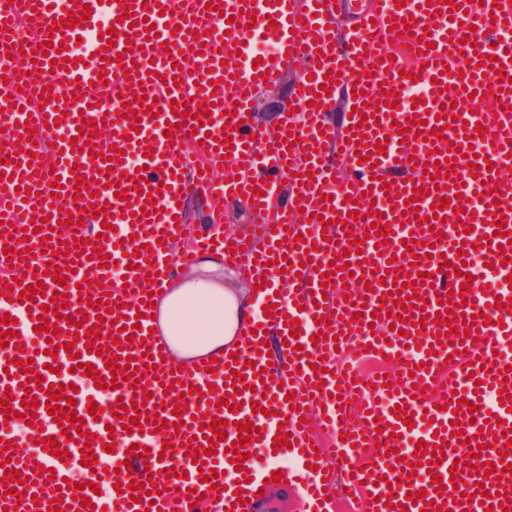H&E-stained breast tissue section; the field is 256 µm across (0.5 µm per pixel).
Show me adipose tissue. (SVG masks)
Returning <instances> with one entry per match:
<instances>
[{
	"instance_id": "obj_1",
	"label": "adipose tissue",
	"mask_w": 512,
	"mask_h": 512,
	"mask_svg": "<svg viewBox=\"0 0 512 512\" xmlns=\"http://www.w3.org/2000/svg\"><path fill=\"white\" fill-rule=\"evenodd\" d=\"M251 297L225 278L215 256L163 290L157 321L174 357L185 364L238 343L248 329Z\"/></svg>"
}]
</instances>
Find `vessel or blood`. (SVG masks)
<instances>
[{
    "label": "vessel or blood",
    "mask_w": 512,
    "mask_h": 512,
    "mask_svg": "<svg viewBox=\"0 0 512 512\" xmlns=\"http://www.w3.org/2000/svg\"><path fill=\"white\" fill-rule=\"evenodd\" d=\"M347 0H77L88 6L91 16L79 25L63 22L68 0H0V43L29 39L35 58L15 63L0 54V69L21 77L24 85L0 107V128L9 137L0 138V279L7 293L0 294V316L15 318L12 336L0 346V400H11L13 410H21L22 400L38 403L39 427L23 437L8 431L0 413V449L10 455L6 467L20 476L36 478L23 498L10 494L14 481H0V510L46 512L53 487H60L65 512H243L275 466L256 469L254 450L271 449L280 432L289 435V447L281 455L294 458L297 468L316 464L333 466L344 479L336 490L344 498L357 500L355 512H421L435 500H443L448 512H512V480L484 481L486 464H512V445L505 431H512V399L495 394L493 410L484 407L485 396L476 383L498 385L500 379L512 384V311L502 313L496 298L512 296L504 281L512 274V245H502L495 236L494 212H501L505 228L512 232V177L503 172L512 168V6L507 0H451L452 11L441 12L426 0H407L396 8L394 0H368V7L356 21L357 29L337 37L334 25L344 15ZM163 13H156V6ZM233 10V22H226L222 7ZM156 34L144 38L145 23ZM413 24L412 34L400 37L396 26ZM273 45L271 60L258 63L257 44ZM403 41L396 57L384 51L385 43ZM62 47V59L50 62L49 45ZM73 66H66V59ZM300 61L302 74L296 80L275 132L262 129L253 114V103L262 90L275 85L289 62ZM368 68V75L354 79L355 67ZM138 70L136 78L127 73ZM357 86L355 110L342 127L325 120L336 108L330 93L335 85ZM326 86L327 93L315 96L314 88ZM421 87L423 103L414 106L409 94ZM392 98L382 97V90ZM111 94V108L100 100ZM210 98L211 122L200 127L193 114L197 103ZM155 100L154 112H147L146 100ZM133 105L139 128L115 123V113L123 102ZM190 119H183V112ZM64 118L62 126H45V119ZM426 121L432 133L417 136L410 131L392 132V124L407 119ZM368 122L363 136L350 130ZM486 127L492 141L487 150L488 168L471 172L458 147L474 144L477 127ZM298 136L297 146L284 141ZM193 145L201 156L220 159L221 147H229L230 166L238 176L229 182H215L210 172L191 167L182 148ZM381 146L370 162L359 163L357 151L365 145ZM153 155H145V148ZM138 158L134 168H124L115 157L118 150ZM109 158V169L99 172L91 161L93 152ZM315 162H308L309 154ZM452 160L453 172L429 177L425 166ZM348 167L354 176L350 185H337L338 167ZM78 174L83 188H75L69 178ZM289 183L296 199L290 209L277 208L279 189ZM125 194L115 199L113 184ZM422 189V199L414 200L418 214H405L397 202L411 198L413 189ZM203 193L212 206L238 200L246 205V220L258 231L259 245L231 239L220 233L200 237L194 249L180 251L176 243L191 233L183 217L181 203L189 192ZM412 199V198H411ZM450 200V208L440 210L441 232L422 230L416 216L430 215L432 204ZM99 202L107 210L110 232H103L100 220L92 218L88 206ZM384 213L390 231L385 238L373 235L371 213ZM83 221V233L60 230L64 220ZM42 221L41 232H30L34 221ZM102 236L108 260L93 257L91 247L79 246L80 237ZM304 243H296V236ZM364 239V251L348 252L349 238ZM464 242L468 263L462 274L479 272L491 282L488 290L460 277H447L446 261L454 260L457 242ZM77 256L67 279L68 303L50 316V323L68 316L70 324L60 337L56 356H48L47 336L36 329L44 314L39 303L26 306L19 298L34 276H42L47 290H56L48 277V266L62 267L68 247ZM53 255H46V248ZM24 249L31 258L30 274L14 282L12 270ZM221 252L227 264L247 269L250 283L260 289V316L253 335L238 348L246 387L234 394L242 410L218 408L227 394L225 378L232 357L198 359V368L185 373L178 362L158 356L165 340L154 332L152 293L166 287L174 270L190 267L196 252ZM507 261L490 270L497 251ZM140 252L143 263L133 269L132 252ZM348 261H340V254ZM332 264L329 286H322V264ZM300 265V275L290 278L289 265ZM386 274H379V267ZM124 268L125 284L100 290L96 305H87V291L77 290L83 278H111L113 269ZM365 276V286L346 298L334 300V288L341 285L346 271ZM426 280H419V273ZM419 290H412V282ZM392 302H385L384 292ZM425 298L423 309H415L417 298ZM463 309H456L460 298ZM277 307L269 315V307ZM441 314V323L424 322V314ZM359 316L362 331L351 332L352 316ZM295 318L301 332L293 345L285 346L283 362L268 367L263 356L262 334L269 328L283 329L286 318ZM91 329L101 324L96 345L112 348L119 367L138 370V384L118 380L110 398L136 403L138 413L149 419L144 433H127L123 420L113 409L100 416L89 415L86 405L92 395L84 387L66 388L65 375L51 373L48 363L63 368L78 363L94 365L99 376L109 377L103 356L80 348L72 359L64 347L73 343L74 324ZM141 327L133 335V327ZM122 328L128 340L115 344L111 331ZM473 330V337L458 339V332ZM353 337L359 356L371 350L398 356L400 361L420 366L424 382L438 378L435 391L414 386L412 378L392 387L373 384L371 378L353 383L337 375L333 364L335 339ZM422 348H414V340ZM304 346L295 355L294 346ZM33 360L40 370L37 389L24 391L26 379L19 361ZM64 384V397L75 400L81 417L80 428L89 434L94 467L82 464L80 447L67 441L52 415L45 411L51 386ZM461 398L455 411H448L451 398ZM304 400L306 408L295 411L292 400ZM189 406L183 426L161 427L177 401ZM321 408L323 418L310 424L311 408ZM411 413L412 425L397 419L396 409ZM384 418L385 432L375 430L376 418ZM227 422V437L219 441L215 454L207 456L208 468L216 474L208 483L193 465L192 453L207 446L201 427L209 421ZM252 423L259 429L258 441L247 445L248 455L240 464L230 461L228 451L239 435L237 426ZM420 440L442 438L443 462L429 471L426 460L414 457L408 437ZM63 444L66 454L55 457L47 451L27 456L25 448L42 437ZM175 443L164 450L163 441ZM115 442V451L128 454L131 445L146 449L133 458L130 472L116 478L108 472L110 453L104 449ZM476 455L477 467L465 468L467 455ZM162 465L185 469V476L171 478L166 487L150 490L149 500L134 502L129 495L111 493L109 498L92 493V485H140L148 469ZM459 466L461 485L436 491L432 474L449 477L450 466ZM314 474L309 498L318 512H333L326 501L322 476ZM78 478L84 490L74 491L69 478ZM420 489L416 501H408L409 488ZM488 492L485 504L468 503V496ZM90 507H82V498ZM401 505H394V498Z\"/></svg>",
    "instance_id": "1"
}]
</instances>
